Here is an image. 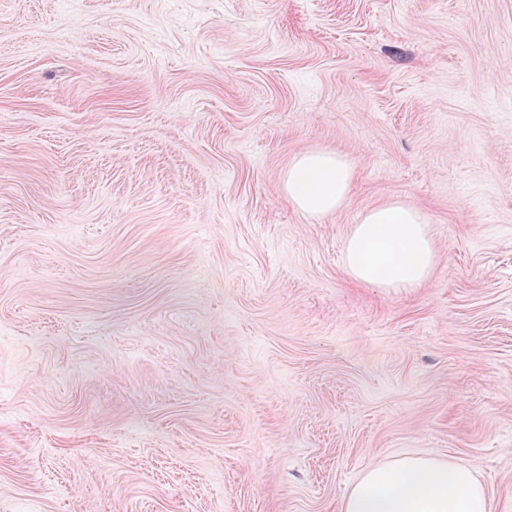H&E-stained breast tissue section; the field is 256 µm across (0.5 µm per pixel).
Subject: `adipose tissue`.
I'll return each mask as SVG.
<instances>
[{
  "label": "adipose tissue",
  "mask_w": 512,
  "mask_h": 512,
  "mask_svg": "<svg viewBox=\"0 0 512 512\" xmlns=\"http://www.w3.org/2000/svg\"><path fill=\"white\" fill-rule=\"evenodd\" d=\"M352 179L342 156L310 151L289 163L282 190L298 211L320 218L348 200ZM344 250L349 276L376 288L421 287L435 267L436 251L421 212L397 201L366 210ZM339 512H493V503L468 462L421 454L368 469Z\"/></svg>",
  "instance_id": "ef3b65f1"
}]
</instances>
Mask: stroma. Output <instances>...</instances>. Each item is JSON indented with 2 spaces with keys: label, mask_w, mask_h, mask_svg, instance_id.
<instances>
[{
  "label": "stroma",
  "mask_w": 512,
  "mask_h": 512,
  "mask_svg": "<svg viewBox=\"0 0 512 512\" xmlns=\"http://www.w3.org/2000/svg\"><path fill=\"white\" fill-rule=\"evenodd\" d=\"M392 201L413 290L343 262ZM424 453L512 512V0H0V512H337ZM353 171L337 153L310 151L288 164L282 190L288 202L311 218L336 212L349 198ZM344 250L349 276L376 288H419L435 267L436 251L421 212L397 201L366 210Z\"/></svg>",
  "instance_id": "1"
}]
</instances>
